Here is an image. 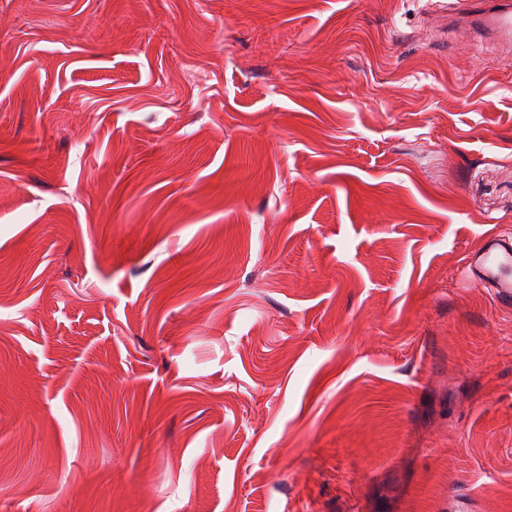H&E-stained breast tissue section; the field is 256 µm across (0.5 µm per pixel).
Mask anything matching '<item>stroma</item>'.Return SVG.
<instances>
[{
	"instance_id": "1",
	"label": "stroma",
	"mask_w": 512,
	"mask_h": 512,
	"mask_svg": "<svg viewBox=\"0 0 512 512\" xmlns=\"http://www.w3.org/2000/svg\"><path fill=\"white\" fill-rule=\"evenodd\" d=\"M428 0H0V512H512V67ZM512 239L488 237L482 247L469 253L461 280L493 288L498 299H512Z\"/></svg>"
}]
</instances>
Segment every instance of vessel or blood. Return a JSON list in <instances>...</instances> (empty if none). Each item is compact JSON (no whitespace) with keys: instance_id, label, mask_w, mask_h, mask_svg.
Returning <instances> with one entry per match:
<instances>
[{"instance_id":"1","label":"vessel or blood","mask_w":512,"mask_h":512,"mask_svg":"<svg viewBox=\"0 0 512 512\" xmlns=\"http://www.w3.org/2000/svg\"><path fill=\"white\" fill-rule=\"evenodd\" d=\"M448 18L462 20L482 39L502 47L512 45V0H454ZM461 279L493 288L500 300L512 299V239L488 237L468 254Z\"/></svg>"}]
</instances>
